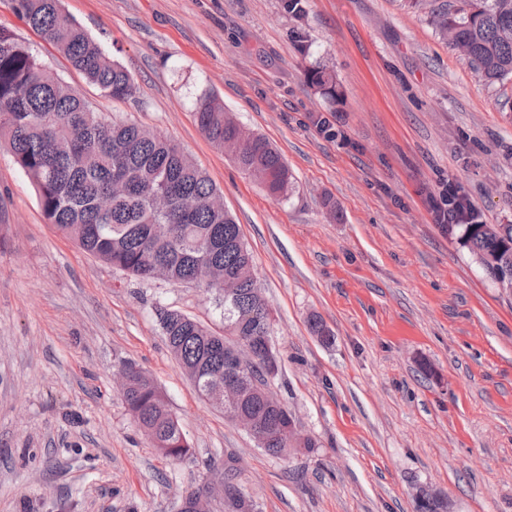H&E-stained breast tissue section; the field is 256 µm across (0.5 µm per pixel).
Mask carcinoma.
Here are the masks:
<instances>
[{"instance_id": "cac0c4a2", "label": "carcinoma", "mask_w": 512, "mask_h": 512, "mask_svg": "<svg viewBox=\"0 0 512 512\" xmlns=\"http://www.w3.org/2000/svg\"><path fill=\"white\" fill-rule=\"evenodd\" d=\"M12 7L40 38L101 92L112 99L135 94L129 72L62 7L61 0H12ZM429 22L465 57L489 84L512 78V0H460L430 9ZM308 81L336 96V74L326 64L307 72ZM199 128L224 150L244 134L250 143L237 167L260 182L274 197L289 192L292 176L280 153L261 136L247 132L219 98L203 94L195 104ZM12 153L34 184L44 217L64 236L93 257L130 276L152 278L164 269L170 283L194 282L206 268L216 267L238 282L227 297L216 293L224 312V334L217 335L177 310L157 309L168 348L196 390L209 398L231 376L229 359L241 340L270 333L272 313L261 295L253 255L234 216L216 204L218 189L192 158L169 139L123 120H108L95 107L54 79L29 46L0 31V146ZM165 195L170 207L159 210ZM448 240L481 259L491 281L512 274V224H487L470 198L448 194V222L439 225ZM124 371L123 393L134 422L154 447L168 458L189 451L177 417L168 408L154 378L132 364ZM273 372L266 352L258 354L252 377L267 383ZM242 408L256 414L266 429L261 445L282 456L281 429L295 418L253 393ZM227 512H256L254 502L224 473ZM415 512H448L444 497L415 496Z\"/></svg>"}]
</instances>
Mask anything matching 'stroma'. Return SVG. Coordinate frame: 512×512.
<instances>
[{"label":"stroma","mask_w":512,"mask_h":512,"mask_svg":"<svg viewBox=\"0 0 512 512\" xmlns=\"http://www.w3.org/2000/svg\"><path fill=\"white\" fill-rule=\"evenodd\" d=\"M304 3L296 19L281 0H62L130 72L136 93L118 101L0 0V30L106 117L172 140L221 191L273 310L271 389L319 442L270 456L203 400L156 310L220 332L214 294L83 252L2 147L0 512H178L227 467L257 512H413L422 486L453 512H512V298L428 203L452 179L486 223L512 224V81L486 83L408 0ZM320 62L337 99L306 79ZM205 92L280 151L289 195L271 197L201 132ZM318 115L345 140L325 138ZM313 314L332 345L311 334ZM126 362L161 388L184 458L133 422L113 383Z\"/></svg>","instance_id":"35a3bbf8"}]
</instances>
